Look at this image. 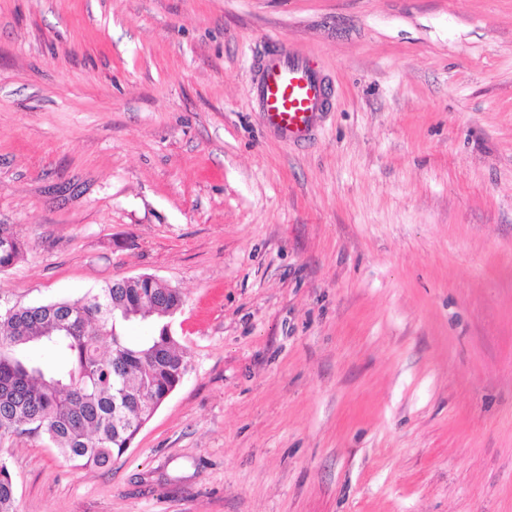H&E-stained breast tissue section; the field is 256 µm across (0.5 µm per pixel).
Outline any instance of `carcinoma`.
<instances>
[{"mask_svg":"<svg viewBox=\"0 0 512 512\" xmlns=\"http://www.w3.org/2000/svg\"><path fill=\"white\" fill-rule=\"evenodd\" d=\"M0 238L10 240L1 274L27 242L12 224ZM183 303L178 289L133 277L76 301L0 308V438H39L76 468L111 465L187 371L166 322ZM15 501L0 459V512H16Z\"/></svg>","mask_w":512,"mask_h":512,"instance_id":"obj_1","label":"carcinoma"}]
</instances>
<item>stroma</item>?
Listing matches in <instances>:
<instances>
[{
    "label": "stroma",
    "mask_w": 512,
    "mask_h": 512,
    "mask_svg": "<svg viewBox=\"0 0 512 512\" xmlns=\"http://www.w3.org/2000/svg\"><path fill=\"white\" fill-rule=\"evenodd\" d=\"M277 44L328 76L294 146ZM0 303L151 274L179 386L17 512H512V0H0ZM321 72L293 48L268 54L253 81V103L264 126L288 144L308 141L330 101ZM0 238H7L10 240L0 241V274L8 270L14 262L23 254L26 250L27 242L15 229L13 224H0Z\"/></svg>",
    "instance_id": "stroma-1"
}]
</instances>
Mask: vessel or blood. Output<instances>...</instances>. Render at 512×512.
I'll list each match as a JSON object with an SVG mask.
<instances>
[{
    "label": "vessel or blood",
    "instance_id": "b4317fda",
    "mask_svg": "<svg viewBox=\"0 0 512 512\" xmlns=\"http://www.w3.org/2000/svg\"><path fill=\"white\" fill-rule=\"evenodd\" d=\"M326 82L295 49L268 54L253 81V103L264 126L290 144L308 141L330 103Z\"/></svg>",
    "mask_w": 512,
    "mask_h": 512
}]
</instances>
